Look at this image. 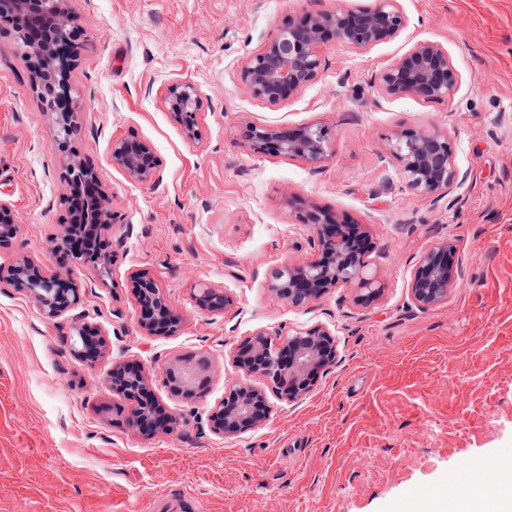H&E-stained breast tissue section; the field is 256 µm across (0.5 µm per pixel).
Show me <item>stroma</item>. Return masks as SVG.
I'll return each mask as SVG.
<instances>
[{
    "instance_id": "35a3bbf8",
    "label": "stroma",
    "mask_w": 512,
    "mask_h": 512,
    "mask_svg": "<svg viewBox=\"0 0 512 512\" xmlns=\"http://www.w3.org/2000/svg\"><path fill=\"white\" fill-rule=\"evenodd\" d=\"M376 0H70L83 38L71 74L83 103L75 144L119 214L106 277L61 263L50 240L67 217L68 186L27 58L0 32V202L19 232L0 266L26 258L45 276L70 275L76 313L102 330L105 355L72 354L70 316L50 320L0 281V512H418L480 480L512 455V0H398L406 19L366 50L321 45L318 79L276 105L241 82L245 60L303 11L371 8ZM445 47L462 75L453 99L386 95L379 74L416 43ZM175 81L201 91L200 141L161 103ZM318 124L328 159L254 155L246 124ZM449 133L463 177L433 200L411 192L387 150L404 128ZM123 139L149 142L161 181L133 182L112 163ZM301 197L364 223L378 290L331 289L294 307L271 287L288 262L315 256L314 229L296 223ZM452 241L463 272L448 298L419 308L411 281L421 256ZM151 278L182 323L170 336L138 326L135 277ZM229 295L202 309L200 289ZM328 329L336 362L242 436L213 434L208 416L241 344L280 328ZM203 355L212 369L191 399L164 380ZM141 366L176 417L151 438L113 426L105 379Z\"/></svg>"
}]
</instances>
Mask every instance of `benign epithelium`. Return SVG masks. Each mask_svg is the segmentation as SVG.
I'll list each match as a JSON object with an SVG mask.
<instances>
[{"instance_id": "obj_1", "label": "benign epithelium", "mask_w": 512, "mask_h": 512, "mask_svg": "<svg viewBox=\"0 0 512 512\" xmlns=\"http://www.w3.org/2000/svg\"><path fill=\"white\" fill-rule=\"evenodd\" d=\"M406 20L396 0H377L368 10L333 12L307 11L288 19L265 48L250 56L241 68V81L249 94L271 105L287 100L317 80L323 66L318 47L334 39L353 49H365L397 34ZM7 26L18 38L32 45L33 84L53 126L54 149L66 153V177L73 186L92 192L87 211L64 224L54 237L52 250L66 254L74 265L89 267L96 274L108 273L103 251L112 243L102 237L115 223L112 201L98 171L72 149L78 125L76 102L72 96L71 71L80 31L74 23L69 0H0V28ZM382 90L390 96H413L423 100L452 99L462 84V76L442 46L422 41L387 67L378 77ZM199 88L189 82L171 83L163 103L191 141L201 139L196 114ZM330 130L324 126L257 127L246 125L243 146L254 155L298 156L313 165L323 163L329 153ZM387 149L399 162L408 187L424 197L451 188L459 182L455 144L443 132L406 128L388 140ZM112 162L134 182H159L158 160L151 145L125 139L112 147ZM294 220L315 229L319 253L302 264H285L276 271L271 287L293 306L308 304L340 285L356 283L368 290L361 299L376 295L372 279L366 276L365 262L358 261L349 242L336 233L340 225L349 235L365 241L368 236L361 222L324 210L310 202L296 200ZM19 230L12 211L0 204V243H6ZM461 274V260L450 243L431 247L421 258L412 279L411 293L420 308L436 305L448 296V288ZM26 293L49 319L73 310L81 300L78 284L69 277H46L39 267L22 259L8 269L0 267V280ZM135 294L140 305L139 328L149 336L176 332L181 316L167 295L150 280H138ZM222 293L203 289L199 305L211 312L230 306ZM74 329L82 337L75 354L94 361L107 345L105 337L73 318ZM337 349L330 331L320 326L290 328L271 334L255 335L235 355L236 366L249 376L261 378L290 401L310 393L321 373L336 363ZM211 372L205 356L180 359L166 373L165 384L174 381L179 390L196 393ZM112 393L137 400L138 405L116 415L122 426L142 436L172 433L176 419L159 400L144 396L149 380L139 369L125 365L112 368L107 381ZM271 406L262 386L236 382L225 386L224 397L209 417L210 430L226 439L254 430L270 416Z\"/></svg>"}]
</instances>
